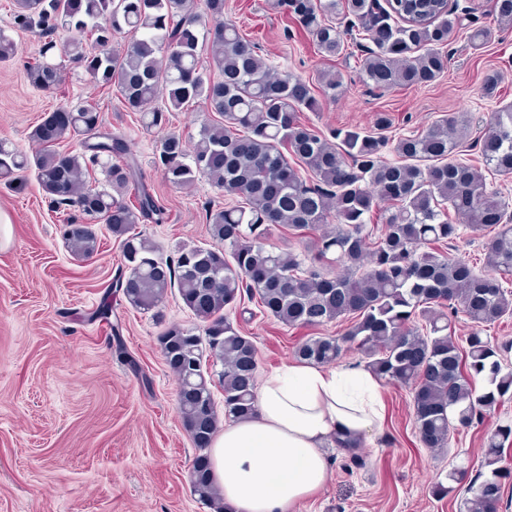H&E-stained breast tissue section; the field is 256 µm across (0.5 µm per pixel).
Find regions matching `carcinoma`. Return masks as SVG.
Returning a JSON list of instances; mask_svg holds the SVG:
<instances>
[{
    "label": "carcinoma",
    "instance_id": "carcinoma-1",
    "mask_svg": "<svg viewBox=\"0 0 512 512\" xmlns=\"http://www.w3.org/2000/svg\"><path fill=\"white\" fill-rule=\"evenodd\" d=\"M14 6L15 22L41 37L54 34L61 20L71 30L90 29L93 48L73 38L63 44L64 52L124 111L139 113L145 130L160 127L165 113L199 102L221 117L203 125L195 138L174 133L161 138L163 176L188 188L204 175L245 205L209 212V233L220 247L184 245L165 260L155 256L149 240L131 233L140 222L163 221L165 207L142 183L127 143L102 132L98 105L57 108L60 116L32 130L30 138L39 148L30 156L0 141L1 179L31 168L46 198L79 212L64 232L75 256L97 252L93 225L100 222L121 240L126 274L115 288L132 308L157 309L175 289L203 322L200 333L169 326L159 345L177 380L178 416L199 450L190 486L213 512L231 510L210 476L205 453L220 423L207 368L221 366L225 417L242 420L254 410L257 348L226 313L244 293L288 326L350 317L344 333L310 338L297 347L296 357L329 365L350 350L361 353L377 378L411 390L415 426L426 448L444 450L451 429L470 426L478 412L512 397V366L483 336L485 327L512 317V298L503 286L512 276V216L509 204L487 191L480 170L452 159L459 142L448 139V128L467 137L464 119L442 117L393 147L383 135L393 124L387 112L376 113L374 133L357 128L320 133L299 119L302 109L318 106L310 81L271 75L258 44L231 22L201 30L194 0H14ZM274 7L291 15L327 56L340 53L344 36L358 32L371 43L361 73L377 89L435 81L447 69L443 48L459 22L446 0H386L384 5L380 0H274ZM117 34L130 38L121 53L108 49ZM55 47L54 41L45 42L27 65L28 80L37 89L60 84L59 66L47 60ZM204 54L218 78L204 76ZM318 82L333 97L343 87L342 75L335 72L319 74ZM159 97L164 106L146 109ZM74 137L84 152L61 146ZM479 145L486 166L512 174V105L490 118ZM390 150L402 162L386 160ZM290 156L312 180L302 177ZM97 166L105 172L103 186L95 185ZM375 212L380 213L377 224L371 223ZM331 217L338 226L314 240L307 262L264 246L267 224L302 233ZM463 228L491 232L487 271L423 250L453 242ZM332 264L338 273L327 270ZM459 312L471 325L460 341L448 333L450 316ZM419 317L425 321L421 328L415 325ZM479 377L485 387L478 394L472 381ZM511 438L508 425L487 437L483 472L479 484L471 486L467 512H496L504 480L512 477L501 466Z\"/></svg>",
    "mask_w": 512,
    "mask_h": 512
}]
</instances>
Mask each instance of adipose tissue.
Listing matches in <instances>:
<instances>
[{
    "instance_id": "adipose-tissue-1",
    "label": "adipose tissue",
    "mask_w": 512,
    "mask_h": 512,
    "mask_svg": "<svg viewBox=\"0 0 512 512\" xmlns=\"http://www.w3.org/2000/svg\"><path fill=\"white\" fill-rule=\"evenodd\" d=\"M385 419L379 381L366 368L284 366L261 384L252 416L213 439V479L232 512H295L330 477L324 447L356 448Z\"/></svg>"
}]
</instances>
